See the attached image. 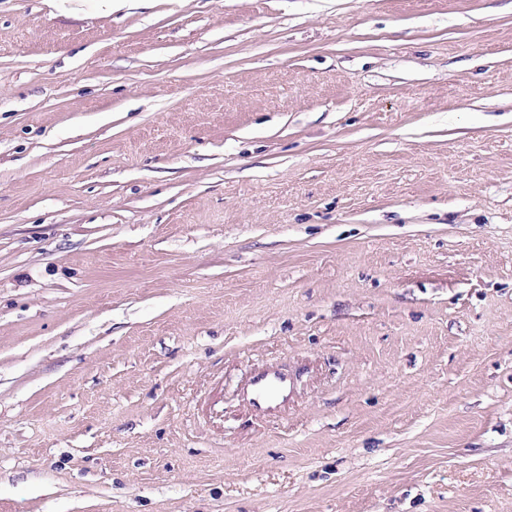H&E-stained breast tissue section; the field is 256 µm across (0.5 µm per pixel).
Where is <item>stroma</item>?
<instances>
[{
    "instance_id": "35a3bbf8",
    "label": "stroma",
    "mask_w": 512,
    "mask_h": 512,
    "mask_svg": "<svg viewBox=\"0 0 512 512\" xmlns=\"http://www.w3.org/2000/svg\"><path fill=\"white\" fill-rule=\"evenodd\" d=\"M0 512H512V0H0ZM254 387L256 401L268 405L289 393L290 381L282 374L267 373L255 379Z\"/></svg>"
}]
</instances>
